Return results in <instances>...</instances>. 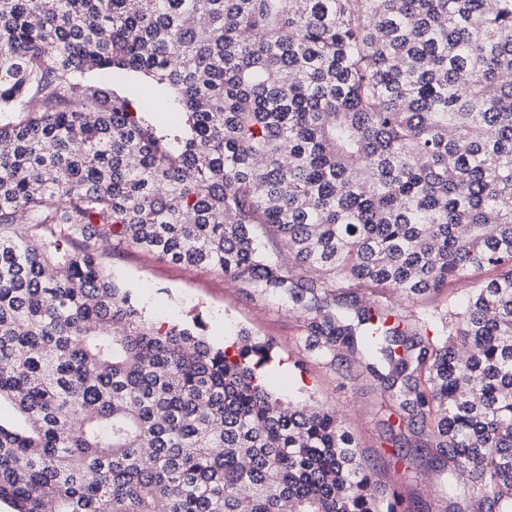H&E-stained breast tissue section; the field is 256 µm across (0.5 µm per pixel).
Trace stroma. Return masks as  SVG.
<instances>
[{
  "instance_id": "stroma-1",
  "label": "stroma",
  "mask_w": 512,
  "mask_h": 512,
  "mask_svg": "<svg viewBox=\"0 0 512 512\" xmlns=\"http://www.w3.org/2000/svg\"><path fill=\"white\" fill-rule=\"evenodd\" d=\"M106 271L129 290L156 325L200 317L217 347L231 345L238 330L275 344L265 368L268 386L278 393L344 412L346 425L385 499L400 495L407 512H445L448 482L426 459H398L399 435L382 422L389 397L366 371L352 363L343 369L308 357L296 316L269 302L252 299L232 280L204 268L170 262L130 246L104 249Z\"/></svg>"
}]
</instances>
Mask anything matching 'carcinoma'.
Here are the masks:
<instances>
[{"label":"carcinoma","mask_w":512,"mask_h":512,"mask_svg":"<svg viewBox=\"0 0 512 512\" xmlns=\"http://www.w3.org/2000/svg\"><path fill=\"white\" fill-rule=\"evenodd\" d=\"M2 111L10 512H393L342 414L267 389L273 341L154 327L114 241L298 314L467 473L445 512H512V0H0ZM112 80L118 81L121 84L128 87L130 92L142 94L144 92H148L151 89V84L148 82L147 78L141 77L138 79H130V78H117L115 75L112 76V71H102L93 74L89 81L96 82H106L112 84ZM395 310L404 314L414 313L421 316H430L431 314L442 312L448 306V288L442 290L436 296L427 300L411 303L407 300H396L393 301ZM397 308V309H396Z\"/></svg>","instance_id":"cac0c4a2"}]
</instances>
